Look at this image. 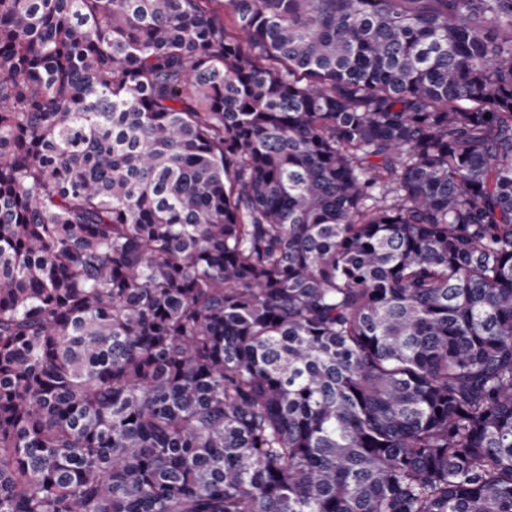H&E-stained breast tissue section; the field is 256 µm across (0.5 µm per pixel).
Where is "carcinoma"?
<instances>
[{"instance_id": "obj_1", "label": "carcinoma", "mask_w": 512, "mask_h": 512, "mask_svg": "<svg viewBox=\"0 0 512 512\" xmlns=\"http://www.w3.org/2000/svg\"><path fill=\"white\" fill-rule=\"evenodd\" d=\"M0 512H512V0H0Z\"/></svg>"}]
</instances>
